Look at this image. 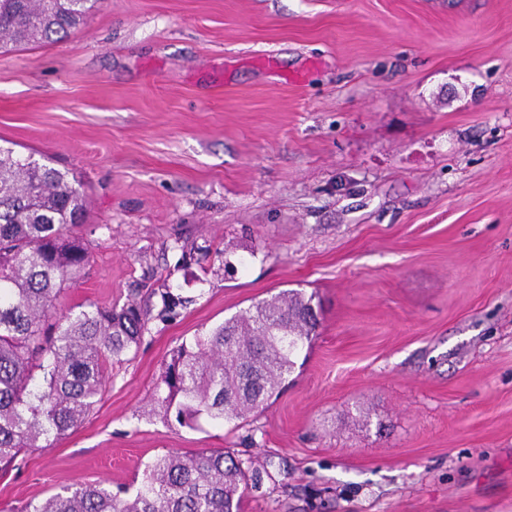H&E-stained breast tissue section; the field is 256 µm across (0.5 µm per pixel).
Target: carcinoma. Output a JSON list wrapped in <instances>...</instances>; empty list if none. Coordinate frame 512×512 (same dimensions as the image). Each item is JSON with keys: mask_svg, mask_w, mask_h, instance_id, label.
Returning a JSON list of instances; mask_svg holds the SVG:
<instances>
[{"mask_svg": "<svg viewBox=\"0 0 512 512\" xmlns=\"http://www.w3.org/2000/svg\"><path fill=\"white\" fill-rule=\"evenodd\" d=\"M100 0H0V49L54 43L83 25ZM86 210L74 177L0 146V465L45 448L100 402L109 368L121 365L147 330L135 301L94 304L55 316L65 287L84 275L91 252L71 232ZM161 315L187 299L165 288ZM315 296L296 289L172 350L155 403L165 418L239 425L258 412L296 366L318 325ZM268 474L224 449L166 454L146 464L141 488L121 499L102 483H77L23 512H241L240 488Z\"/></svg>", "mask_w": 512, "mask_h": 512, "instance_id": "1", "label": "carcinoma"}]
</instances>
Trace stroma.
Wrapping results in <instances>:
<instances>
[{
  "instance_id": "35a3bbf8",
  "label": "stroma",
  "mask_w": 512,
  "mask_h": 512,
  "mask_svg": "<svg viewBox=\"0 0 512 512\" xmlns=\"http://www.w3.org/2000/svg\"><path fill=\"white\" fill-rule=\"evenodd\" d=\"M0 144L87 193L57 312L153 313L0 512L203 448L270 461L242 512H512V0H102L0 52ZM285 289L320 323L278 395L167 421L170 352Z\"/></svg>"
}]
</instances>
